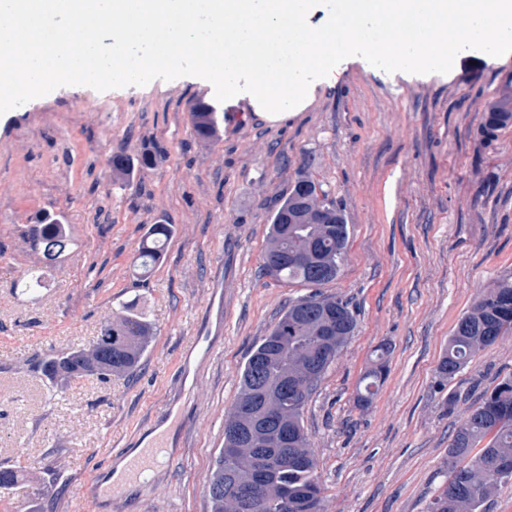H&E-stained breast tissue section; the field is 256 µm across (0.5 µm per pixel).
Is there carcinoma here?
<instances>
[{"label":"carcinoma","mask_w":512,"mask_h":512,"mask_svg":"<svg viewBox=\"0 0 512 512\" xmlns=\"http://www.w3.org/2000/svg\"><path fill=\"white\" fill-rule=\"evenodd\" d=\"M193 134L209 140L217 134V112L204 102L190 107ZM512 126V81L488 98L481 140L490 144L498 132ZM164 158L155 144L143 148L142 167L150 169ZM315 184L304 173L279 200L269 224L262 256L263 274L285 284L312 289L288 300L269 333L251 349L239 378L238 394L230 409L233 421L224 426V448L215 459L208 482L211 512H322L323 488L318 462L303 422L305 407L336 356L353 335L356 322L348 304L318 288L339 276L346 259L349 227L342 209L328 200L333 224H282L283 209L294 213L298 186ZM169 225L152 224L135 254L145 272L160 259ZM26 251L41 258V265L22 278V293L46 287L52 267L67 256L74 242L63 217L44 213L22 235ZM337 322L336 333L324 323ZM512 332V275L498 279L473 301L458 320L438 363L439 376L452 380L481 349ZM152 323L136 304L118 303L102 322L92 344L30 359L31 369L48 383L86 376L102 380L130 375L147 350ZM323 364L313 380L296 390L287 385L299 380L315 356ZM379 356L367 370L365 392L369 401L385 373ZM288 432V445L280 433ZM512 481V376L503 378L455 431L448 448V478L430 500L427 512H484V504L502 482Z\"/></svg>","instance_id":"obj_1"}]
</instances>
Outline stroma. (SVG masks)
Returning a JSON list of instances; mask_svg holds the SVG:
<instances>
[{
    "mask_svg": "<svg viewBox=\"0 0 512 512\" xmlns=\"http://www.w3.org/2000/svg\"><path fill=\"white\" fill-rule=\"evenodd\" d=\"M512 57L460 52L445 74L388 73L358 56L314 81L309 105L272 123L249 94L217 102L204 79L99 92L62 86L0 115V466L19 483L0 512H209L207 482L251 347L303 287L262 275L277 201L298 173L343 209L347 256L324 294L357 322L309 400L304 423L324 512H426L446 480L453 434L512 375V333L453 380L437 374L459 317L512 274V127L483 144L487 98ZM217 104L220 135L197 139L189 107ZM165 152L139 167L144 145ZM136 167L113 184L110 160ZM43 212L76 235L38 302L18 293L35 258L16 243ZM173 229L149 274L133 265L155 222ZM135 302L155 336L133 375L70 382L52 396L37 353L89 345L113 306ZM388 370L360 381L379 346ZM172 402L180 445L143 487L86 496L139 448ZM386 361L384 355L381 354L376 361L372 363V366L367 370L365 378L369 380L365 385V393L359 395V402H368L378 389V386L385 373Z\"/></svg>",
    "mask_w": 512,
    "mask_h": 512,
    "instance_id": "35a3bbf8",
    "label": "stroma"
}]
</instances>
